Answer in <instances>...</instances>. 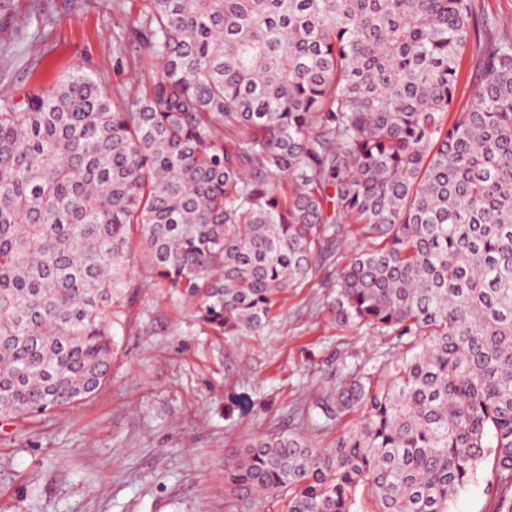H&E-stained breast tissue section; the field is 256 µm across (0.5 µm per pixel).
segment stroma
I'll return each instance as SVG.
<instances>
[{"mask_svg":"<svg viewBox=\"0 0 512 512\" xmlns=\"http://www.w3.org/2000/svg\"><path fill=\"white\" fill-rule=\"evenodd\" d=\"M24 37L0 56V95L51 88L82 67L108 89L134 92L157 66L117 38L138 0H17ZM335 259L288 292L261 335L226 336L143 270L118 329L106 382L88 401L28 431L0 419V512H227L224 456L258 437L299 433L326 447L357 413L318 408L339 381L396 360L389 338L337 326ZM484 462L449 512H490Z\"/></svg>","mask_w":512,"mask_h":512,"instance_id":"35a3bbf8","label":"stroma"}]
</instances>
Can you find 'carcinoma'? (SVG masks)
<instances>
[{
  "label": "carcinoma",
  "mask_w": 512,
  "mask_h": 512,
  "mask_svg": "<svg viewBox=\"0 0 512 512\" xmlns=\"http://www.w3.org/2000/svg\"><path fill=\"white\" fill-rule=\"evenodd\" d=\"M473 22L472 0H140L161 64L134 93L77 67L1 96L0 417L100 389L138 264L259 335L352 236L336 323L403 356L319 403L360 413L333 445L225 457L234 512H355L361 488L371 512H448L489 456L512 512V37ZM458 72L455 112H462L471 103L472 88L476 76V61L471 50H468L460 58Z\"/></svg>",
  "instance_id": "cac0c4a2"
}]
</instances>
